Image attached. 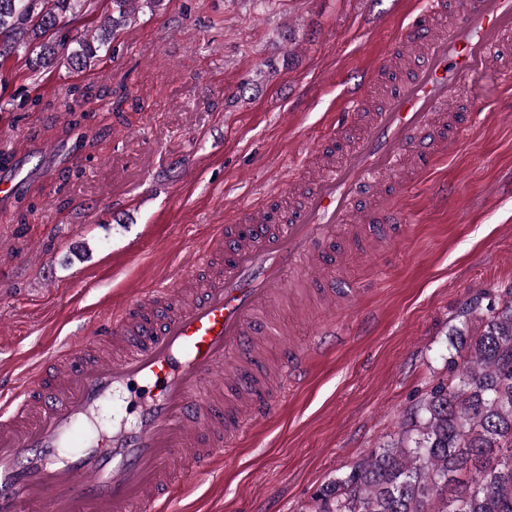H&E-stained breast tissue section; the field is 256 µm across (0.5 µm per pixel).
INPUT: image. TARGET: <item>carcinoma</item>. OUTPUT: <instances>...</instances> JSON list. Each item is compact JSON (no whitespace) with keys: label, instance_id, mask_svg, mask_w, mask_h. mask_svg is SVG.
<instances>
[{"label":"carcinoma","instance_id":"cac0c4a2","mask_svg":"<svg viewBox=\"0 0 512 512\" xmlns=\"http://www.w3.org/2000/svg\"><path fill=\"white\" fill-rule=\"evenodd\" d=\"M88 0H0V58L27 55L35 70L59 60L87 66L136 13L160 0H112L96 39L69 48L60 18ZM506 299L461 317L480 331L454 330L450 383L419 399L412 426L397 442L319 488L314 512H512V288Z\"/></svg>","mask_w":512,"mask_h":512}]
</instances>
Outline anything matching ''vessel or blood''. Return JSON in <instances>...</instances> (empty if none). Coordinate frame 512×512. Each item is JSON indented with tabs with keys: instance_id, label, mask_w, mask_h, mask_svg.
Listing matches in <instances>:
<instances>
[{
	"instance_id": "1",
	"label": "vessel or blood",
	"mask_w": 512,
	"mask_h": 512,
	"mask_svg": "<svg viewBox=\"0 0 512 512\" xmlns=\"http://www.w3.org/2000/svg\"><path fill=\"white\" fill-rule=\"evenodd\" d=\"M511 51L512 0H425L386 63L344 88V124L363 130L299 206L273 198L242 212L172 282L39 354L23 382L0 383V512H167L181 479L210 470L276 410L255 363L280 328L256 320L284 294L285 273L310 271L326 287L321 264L373 175L378 200L361 221L392 237L399 156L415 152L420 173L445 156L480 109L463 99L469 78ZM30 173L13 159L0 201ZM338 340L326 320L289 344L282 383L306 379L310 358Z\"/></svg>"
}]
</instances>
